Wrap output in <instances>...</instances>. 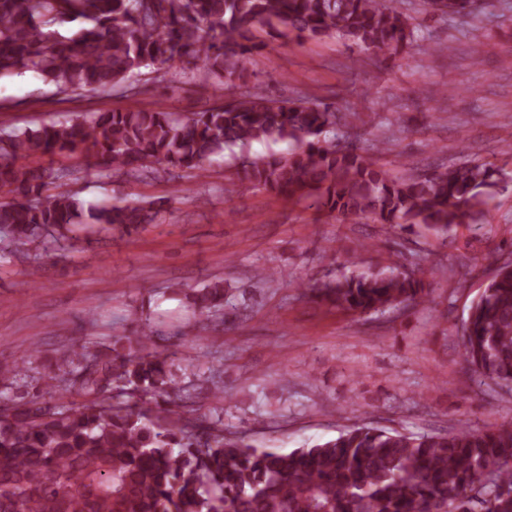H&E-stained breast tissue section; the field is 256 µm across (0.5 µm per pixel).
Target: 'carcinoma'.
I'll return each instance as SVG.
<instances>
[{
    "label": "carcinoma",
    "instance_id": "obj_1",
    "mask_svg": "<svg viewBox=\"0 0 512 512\" xmlns=\"http://www.w3.org/2000/svg\"><path fill=\"white\" fill-rule=\"evenodd\" d=\"M440 16L477 14L473 0H439ZM84 26L67 36L61 26ZM416 27L386 0H0V77L33 72L59 93L122 91L142 70L175 78L188 66L223 99L181 114L142 106L85 112L0 135V250L39 243L60 251L89 226L130 231L155 224L167 199L85 206L76 192H49L75 171L43 159L76 157L104 175L198 170L239 149L237 175L255 188L309 200L319 211L423 226L446 235L482 225L508 186L476 159L395 176L384 148L325 103L240 92L261 36L336 37L373 57L415 48ZM286 141V153L246 154ZM299 287L360 317L430 299L424 273L393 262ZM205 317L224 311V282L193 292ZM162 331L104 350L73 344L48 366L67 394L17 395L0 403V512H512V422L405 433L364 423L334 439L282 451L169 408L185 390ZM465 373L512 392V260L500 265L459 331Z\"/></svg>",
    "mask_w": 512,
    "mask_h": 512
}]
</instances>
